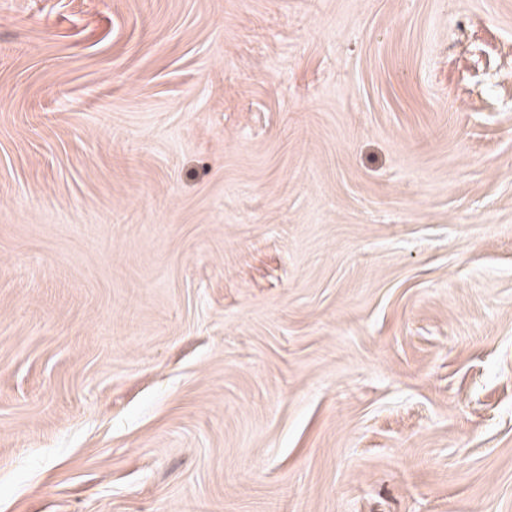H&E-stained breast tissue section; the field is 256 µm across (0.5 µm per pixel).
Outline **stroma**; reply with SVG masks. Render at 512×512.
<instances>
[{"label": "stroma", "instance_id": "35a3bbf8", "mask_svg": "<svg viewBox=\"0 0 512 512\" xmlns=\"http://www.w3.org/2000/svg\"><path fill=\"white\" fill-rule=\"evenodd\" d=\"M0 512H512V0H0Z\"/></svg>", "mask_w": 512, "mask_h": 512}]
</instances>
